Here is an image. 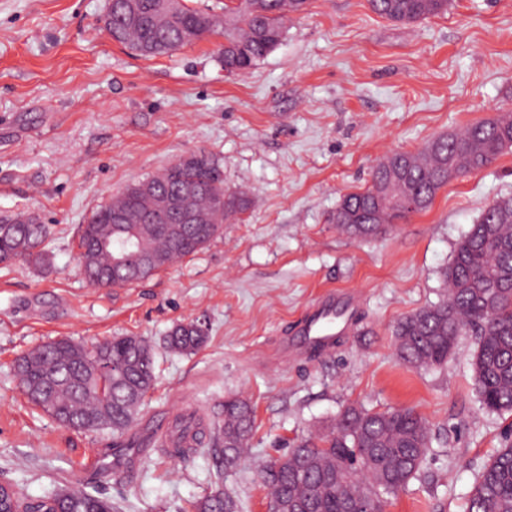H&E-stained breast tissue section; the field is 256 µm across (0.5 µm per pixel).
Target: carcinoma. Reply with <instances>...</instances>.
Instances as JSON below:
<instances>
[{
  "instance_id": "1",
  "label": "carcinoma",
  "mask_w": 512,
  "mask_h": 512,
  "mask_svg": "<svg viewBox=\"0 0 512 512\" xmlns=\"http://www.w3.org/2000/svg\"><path fill=\"white\" fill-rule=\"evenodd\" d=\"M370 9L388 20L410 24L448 12L449 0H368ZM308 0H228L224 23L184 0H108L105 27L112 39L144 57L172 54L196 39H224L219 53L228 72L253 68L282 41L288 16L302 13ZM512 148V118L494 117L429 142L422 150L384 157L367 189L345 195L334 220L346 235L367 239L388 232L392 224L430 208L437 192L460 175L491 164ZM419 207L410 211L404 200ZM175 200L170 207L167 201ZM249 207L242 192L224 189L217 159L201 152L188 162H173L162 172L125 186L94 211L78 237L79 267L86 281L112 279L121 287L167 269L222 233L223 224ZM7 234L0 254L42 267L50 229L37 217L17 213L0 216ZM138 232L130 257L136 265L145 251L158 262L140 272L112 266L118 228ZM446 301L421 308L394 326L396 355L405 364L432 368L448 362L459 337H477L472 362L473 384L482 404L512 414V196L488 203L457 246L444 272ZM193 321L180 323L166 336V348L191 354L206 342ZM105 354L118 369L95 368V359L70 339L36 347L17 359L16 376L29 401L63 426L76 431L112 430L124 434L135 422L154 381V349L138 336L114 337ZM254 411L242 397L224 400V419L206 432L192 418L175 424L176 448H207L235 468L251 439ZM430 429L409 409L370 410L348 405L334 423L301 437L272 458L261 473L268 489L270 512H347L353 499H365L373 512H384L386 496L405 488L419 472L430 447ZM24 512H113L112 503L84 489L65 488L38 499L13 491ZM194 512H236L232 496L224 501L204 497ZM466 512H512V441L478 474Z\"/></svg>"
}]
</instances>
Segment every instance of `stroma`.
<instances>
[{
    "label": "stroma",
    "instance_id": "1",
    "mask_svg": "<svg viewBox=\"0 0 512 512\" xmlns=\"http://www.w3.org/2000/svg\"><path fill=\"white\" fill-rule=\"evenodd\" d=\"M107 0H0V215L50 226V263L0 265V479L36 499L77 484L115 512H192L221 490L237 512H268L259 473L292 440L349 403L414 408L432 442L417 478L385 512H464L512 415L485 408L472 381L474 336L446 365L395 355L401 317L446 300L444 272L483 207L512 195V150L452 179L430 209L377 238L332 217L386 155L512 113V0H451L401 24L368 0H310L255 68L225 71L217 40L144 58L104 28ZM221 160L250 205L193 255L131 286L94 288L77 266L78 228L126 185L178 157ZM329 290L360 295L357 329L334 353L284 358L279 345ZM203 321L205 344L169 351L172 327ZM140 336L155 379L132 427L75 432L31 404L14 372L29 350L68 337ZM256 417L238 466L201 450L157 449L158 426L216 425L229 396Z\"/></svg>",
    "mask_w": 512,
    "mask_h": 512
}]
</instances>
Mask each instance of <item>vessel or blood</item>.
I'll use <instances>...</instances> for the list:
<instances>
[{
  "label": "vessel or blood",
  "instance_id": "vessel-or-blood-1",
  "mask_svg": "<svg viewBox=\"0 0 512 512\" xmlns=\"http://www.w3.org/2000/svg\"><path fill=\"white\" fill-rule=\"evenodd\" d=\"M360 298L356 293L331 292L302 316L293 336L283 339L281 353L320 355L333 352L338 340L358 323Z\"/></svg>",
  "mask_w": 512,
  "mask_h": 512
}]
</instances>
